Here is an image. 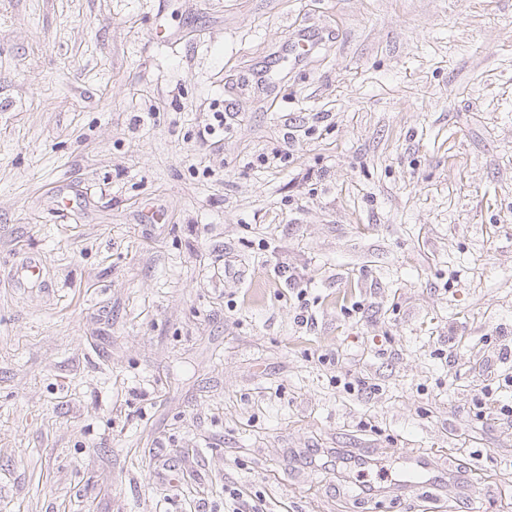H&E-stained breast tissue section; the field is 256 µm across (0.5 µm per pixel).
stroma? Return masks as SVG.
Listing matches in <instances>:
<instances>
[{
    "label": "stroma",
    "mask_w": 512,
    "mask_h": 512,
    "mask_svg": "<svg viewBox=\"0 0 512 512\" xmlns=\"http://www.w3.org/2000/svg\"><path fill=\"white\" fill-rule=\"evenodd\" d=\"M504 344L512 0H0V512H512ZM276 266V272L278 273L277 275L280 278H284L286 284L290 286L293 285V288H290V290H292V294H294L296 297L298 302L297 308L299 309V313L296 315V322L300 324L301 327H308L313 325L315 315L312 312L310 300L307 298L308 289L304 288V284L300 286L301 277L295 270L288 266V262H281L276 264ZM226 496L229 501V508L232 510H225L227 512H265L266 507L262 499L255 495L256 500L252 497V503L244 499V491L237 487L225 486L224 488V501L226 504ZM233 507V508H231ZM247 507V508H246ZM245 508V510L243 509Z\"/></svg>",
    "instance_id": "stroma-1"
}]
</instances>
